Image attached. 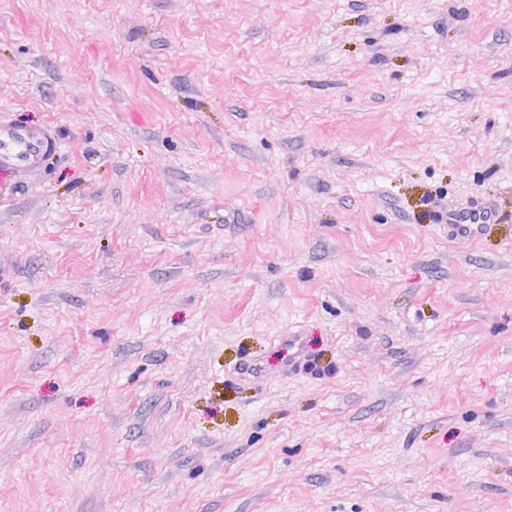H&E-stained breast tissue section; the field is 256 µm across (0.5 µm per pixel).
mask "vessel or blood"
Returning <instances> with one entry per match:
<instances>
[{
  "label": "vessel or blood",
  "instance_id": "1",
  "mask_svg": "<svg viewBox=\"0 0 512 512\" xmlns=\"http://www.w3.org/2000/svg\"><path fill=\"white\" fill-rule=\"evenodd\" d=\"M58 139L52 127L25 131L10 126L0 118V193L11 194L12 188L31 166L45 155L56 151ZM495 216L488 211L448 209L444 222L450 239L473 241L481 239L495 223ZM311 359L301 332L289 330L277 337L261 356L242 362L235 370L243 380L258 379L278 374L292 376L309 367Z\"/></svg>",
  "mask_w": 512,
  "mask_h": 512
}]
</instances>
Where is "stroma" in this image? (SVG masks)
Masks as SVG:
<instances>
[{
	"mask_svg": "<svg viewBox=\"0 0 512 512\" xmlns=\"http://www.w3.org/2000/svg\"><path fill=\"white\" fill-rule=\"evenodd\" d=\"M1 110L0 512H512V0H0ZM58 138L51 126H43L38 131H25L10 126L5 118H0V196L8 197L12 187L23 176L32 172L31 167L45 155L55 153ZM496 217L488 211H460L449 208L445 213L443 224H448V237L458 241H473L481 239L490 229V224H496ZM310 363L304 336L300 331L288 330L270 344L267 352L240 363L235 373L243 380L263 378L271 373L292 376L308 368Z\"/></svg>",
	"mask_w": 512,
	"mask_h": 512,
	"instance_id": "stroma-1",
	"label": "stroma"
}]
</instances>
